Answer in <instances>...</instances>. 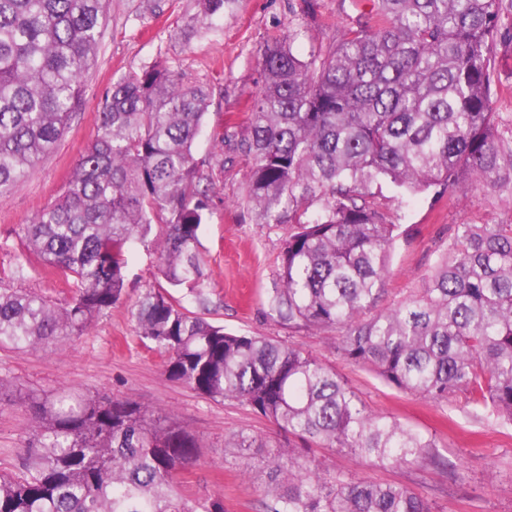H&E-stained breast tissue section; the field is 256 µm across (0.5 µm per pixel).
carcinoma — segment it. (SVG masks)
<instances>
[{
	"mask_svg": "<svg viewBox=\"0 0 512 512\" xmlns=\"http://www.w3.org/2000/svg\"><path fill=\"white\" fill-rule=\"evenodd\" d=\"M234 0H198L199 22ZM105 0H0V193L46 160L97 57ZM512 12L503 0H371L327 53L297 34L260 49L264 85L237 146L258 224L288 226L263 301L288 332L340 331L337 349L398 390L446 402L463 393L512 425V224H458L422 285L380 308L398 225L374 185L413 193L512 184V141L492 111L491 51ZM212 99L162 61L105 93L100 134L62 195L22 226L69 287L62 307L0 288V346L80 336L126 295L138 244H155L165 285L131 304L137 335L164 371L198 393L235 400L286 434L271 446L238 434V465L267 470L265 512H431L412 489L354 480L308 452L336 448L390 467H448L432 439L369 411L357 392L293 339L224 331L208 318L199 231L213 206L194 145ZM159 233H154V226ZM24 472L0 475V512H224L177 477L199 442L170 411L74 391L28 397Z\"/></svg>",
	"mask_w": 512,
	"mask_h": 512,
	"instance_id": "obj_1",
	"label": "carcinoma"
}]
</instances>
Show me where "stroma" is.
Returning <instances> with one entry per match:
<instances>
[{
	"instance_id": "obj_1",
	"label": "stroma",
	"mask_w": 512,
	"mask_h": 512,
	"mask_svg": "<svg viewBox=\"0 0 512 512\" xmlns=\"http://www.w3.org/2000/svg\"><path fill=\"white\" fill-rule=\"evenodd\" d=\"M368 10L367 0H317L313 20L301 13L300 0H237L223 17L196 25L197 0H106L97 59L83 79L75 116L50 157L0 194V284H15L11 272L21 264L27 275L17 283L20 288L60 304L70 298V288L28 249L21 227L55 201L98 136L100 103L113 81L156 60L167 61L185 81L213 89L195 146L213 199L212 213L199 232L210 320L232 332L293 338L345 379L368 410L431 438L452 465L448 471L392 468L334 448H315L329 470L367 482L406 485L427 499L432 512H512V425L495 421L461 394L437 403L396 390L337 354L333 333L292 336L262 313V301L277 278L284 231L254 222L245 203L247 165L233 152L234 141L249 133L251 103L263 87L259 50L270 36L294 32L301 54L328 51ZM492 65L493 109L507 129L512 127V37L507 33H499L493 44ZM381 193L389 219L412 230L391 253L382 300L386 306L420 287L446 246L450 227L512 222V189L507 187L465 196L413 194L385 180ZM159 279L156 251L138 247L127 267L126 302L105 311L85 334L37 349L0 347V472L20 470L32 427L28 395L69 388L174 412L200 443L196 464L180 478L183 495L223 499L224 512H265L263 475L244 473L227 444L241 433L272 442L283 434L237 401L209 399L166 376L164 354L140 340L128 308Z\"/></svg>"
}]
</instances>
